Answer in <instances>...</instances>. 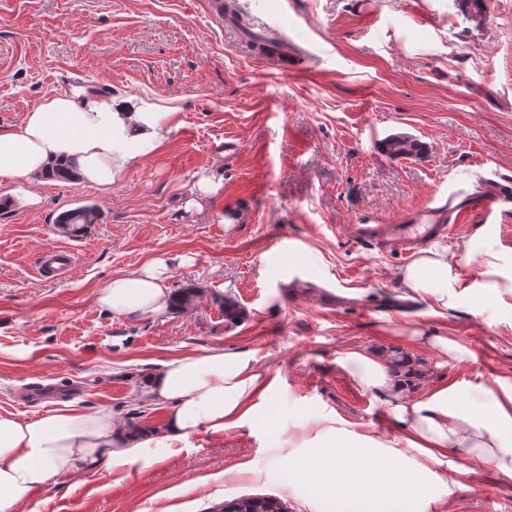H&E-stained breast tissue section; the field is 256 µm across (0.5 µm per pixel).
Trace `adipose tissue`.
Returning a JSON list of instances; mask_svg holds the SVG:
<instances>
[{"label": "adipose tissue", "instance_id": "adipose-tissue-1", "mask_svg": "<svg viewBox=\"0 0 512 512\" xmlns=\"http://www.w3.org/2000/svg\"><path fill=\"white\" fill-rule=\"evenodd\" d=\"M174 118L133 97L52 94L19 125L0 129V179L42 180L65 157L82 181L109 190L165 143ZM169 270L167 259L148 260L113 276L96 302L117 317L168 311L177 300ZM399 280L404 298L426 301L436 317L460 307L478 313L486 300L512 316V267L501 265L495 239L480 253L470 240L451 254L420 250ZM336 363L381 401L403 435L381 440L336 419L318 428L317 446L288 457V482L313 512H429L452 496L472 459L512 481V375L462 378L415 396L411 358L351 347ZM275 385L251 353L215 346L159 361L142 378L143 403L169 410L158 427L134 429L110 410H75L65 401L36 418L0 414V512H22L58 476L98 472L119 483L137 466L180 453L193 434L220 437L270 422Z\"/></svg>", "mask_w": 512, "mask_h": 512}]
</instances>
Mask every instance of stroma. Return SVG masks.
Listing matches in <instances>:
<instances>
[{
	"label": "stroma",
	"instance_id": "35a3bbf8",
	"mask_svg": "<svg viewBox=\"0 0 512 512\" xmlns=\"http://www.w3.org/2000/svg\"><path fill=\"white\" fill-rule=\"evenodd\" d=\"M216 2L0 0L1 129L62 89L68 72L83 81L80 97L105 82L110 95L176 113L161 150L110 190L0 182V414L34 418L69 401L122 418L157 361L215 345L270 368L283 408L268 429L194 434L119 484L59 477L32 496L33 512H208L246 497L313 512L286 466L295 447L314 446L318 418L383 440L401 433L337 367L340 351L413 356L428 384L512 374V318L490 305L480 316H429L401 297L394 273L407 254L365 249L352 233L512 178V0H487L481 12L468 0H236L230 21ZM248 29L286 31L287 62L263 60ZM396 133L425 153L387 157L379 142ZM81 205L95 206L98 222L60 228L57 217ZM484 226L512 266V200L489 220L472 211L436 245L455 251ZM56 246L74 265L38 277ZM156 257L172 259L171 286L192 290L190 305L123 318L95 303L113 275ZM394 325L454 337L472 357L454 363L398 342ZM431 512H512V483L476 473Z\"/></svg>",
	"mask_w": 512,
	"mask_h": 512
}]
</instances>
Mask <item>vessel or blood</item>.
<instances>
[{"instance_id":"b4317fda","label":"vessel or blood","mask_w":512,"mask_h":512,"mask_svg":"<svg viewBox=\"0 0 512 512\" xmlns=\"http://www.w3.org/2000/svg\"><path fill=\"white\" fill-rule=\"evenodd\" d=\"M510 198L511 183L501 186L496 194L480 199L460 192L450 196L444 205L428 208L427 223H418L416 215L413 214L409 215L407 223L404 224H383L376 221L359 225L357 238L368 249L397 248L408 253L447 236L451 224L462 222L471 210L480 209L488 217L494 214L502 201ZM72 261L70 250L53 248L46 252L41 269L49 276L57 277L71 266Z\"/></svg>"}]
</instances>
